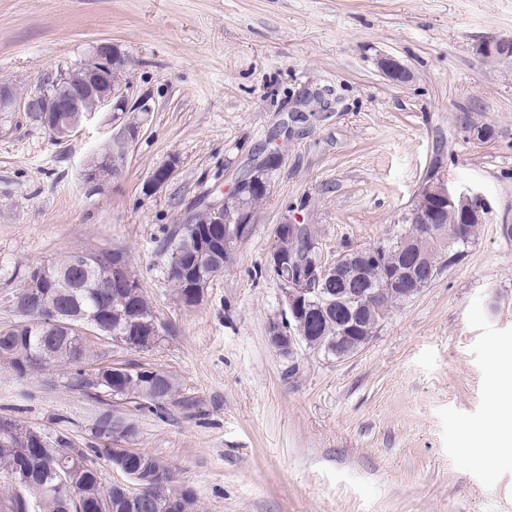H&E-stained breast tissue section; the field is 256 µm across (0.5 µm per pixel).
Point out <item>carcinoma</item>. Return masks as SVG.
<instances>
[{
	"instance_id": "carcinoma-1",
	"label": "carcinoma",
	"mask_w": 512,
	"mask_h": 512,
	"mask_svg": "<svg viewBox=\"0 0 512 512\" xmlns=\"http://www.w3.org/2000/svg\"><path fill=\"white\" fill-rule=\"evenodd\" d=\"M243 194L251 217H256L257 209L268 194V189L259 186H247ZM192 224H183L170 233L163 242L168 281L175 288L179 299H189L195 281L175 270L178 262L186 263L192 259L194 238L190 234L191 226L206 225V215L199 210L192 216ZM411 227L388 243L377 245L376 260H354L353 253L342 256L340 277L332 281H323L318 286V294L312 297L311 307L316 315L315 330L311 338L303 340L305 348L334 355L336 338L339 333V318L336 316V291L349 288L359 281L369 283L372 288L381 289L382 298L377 300L368 294L348 302V306L361 316L364 332L373 337L388 319L390 313L405 302L410 301L403 290L389 283L379 271L380 266L397 267L413 264L416 256L423 257L418 266L422 277L439 276L445 269L458 264L465 255L469 244L477 237L479 225H470V237L467 242H435L423 237H411ZM213 238L217 241L214 248L202 259L201 269L206 276L214 278L224 272L233 255L224 253L222 245L224 229L213 227ZM314 233L306 226H300L298 237L288 242V256L300 270H307L324 262L322 255L312 249L310 244ZM90 271L79 272L70 266L71 255L44 263L50 285L44 304H40L24 317L28 324L18 328L12 323L0 328V353L10 354L17 363L15 373L21 379L34 377L51 367H63L65 387L80 391L90 400L105 402L103 392L112 391V397L133 403L142 411H156L165 408V404L174 400L179 392L177 380L169 373L161 378H149L112 368L109 379L100 390L88 392L83 390L84 374L95 366L97 360L94 345L82 336H69L61 330L50 326L49 315L44 307L63 311L78 320L84 314L97 312L103 314L127 312L136 314L145 320L157 318L155 307L140 285L131 288H107L103 285L95 288L85 287L84 280L93 282L102 280L104 268L111 258L109 251L91 252ZM112 344L124 350L142 351L144 344L125 335L118 329ZM110 427L123 428L121 416L104 409L94 414L90 434L93 445L84 449L80 457L81 474L79 480L92 487L101 488L96 460L112 462V436L103 432ZM27 428L23 422L13 418H0V480L4 491L0 493V512H21L20 502L28 501L35 506L34 512H76L73 502L61 493L57 487L58 472L72 467L65 458H55L41 454L36 448L29 449L28 462L31 467L30 481L22 490L7 480L9 470L17 464L15 432ZM136 473V483L141 486L140 497L134 505H129L122 491L105 489L111 499L112 512H164L163 505L167 495L179 489L169 465L159 457L149 453L131 460Z\"/></svg>"
}]
</instances>
